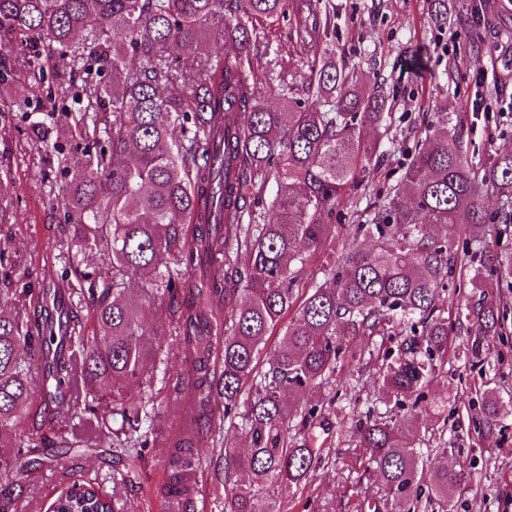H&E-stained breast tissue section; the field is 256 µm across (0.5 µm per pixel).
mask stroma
I'll return each mask as SVG.
<instances>
[{"label": "stroma", "instance_id": "1", "mask_svg": "<svg viewBox=\"0 0 512 512\" xmlns=\"http://www.w3.org/2000/svg\"><path fill=\"white\" fill-rule=\"evenodd\" d=\"M328 20L321 47L333 50L338 66L353 82L377 90L390 106L388 133L371 164L359 175L347 206L335 218V240L309 263L311 279H321L334 253L349 239L348 225L371 223L387 194L403 187L407 167L432 134L438 118L464 132L462 151L474 169L512 154V0H448V23L437 26L428 0H318ZM24 46L0 48V246L25 259L38 273L32 288H64L76 276L58 258L63 223L60 199L71 174L64 157L81 154L83 141L67 128L57 97L56 76L68 68L62 53L55 65L34 75ZM441 238L468 241L470 269H477L486 246L512 252V228L498 224L431 227ZM448 365L443 378L426 388L427 397L445 407L448 425L433 430V413L422 416L425 444L447 449V465L464 475L450 493L454 512H505L512 499V331L504 337L458 333L450 322ZM478 355H470L471 346ZM343 381L355 384L358 403L338 397L316 436L325 464L300 490L302 499H321L339 507L349 459L351 427L371 405L377 379L372 360L344 368ZM498 396L499 412L490 428L475 429L484 388ZM167 451L147 447L135 476L122 481L108 444L86 437L82 447L47 448L44 463L27 475L26 492L15 512H46L77 479L95 482L115 495L121 512H168L162 489L169 472ZM195 512H224V453L214 450L193 481Z\"/></svg>", "mask_w": 512, "mask_h": 512}]
</instances>
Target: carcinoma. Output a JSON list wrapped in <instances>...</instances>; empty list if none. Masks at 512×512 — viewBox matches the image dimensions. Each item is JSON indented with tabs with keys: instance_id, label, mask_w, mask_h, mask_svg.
Here are the masks:
<instances>
[{
	"instance_id": "1",
	"label": "carcinoma",
	"mask_w": 512,
	"mask_h": 512,
	"mask_svg": "<svg viewBox=\"0 0 512 512\" xmlns=\"http://www.w3.org/2000/svg\"><path fill=\"white\" fill-rule=\"evenodd\" d=\"M308 52L320 38L315 0H0V42L37 38L71 56L69 76L84 60L110 76L84 83L86 104L71 117L72 135L107 137L108 148L64 158L72 173L62 208L72 238L59 259L78 285L49 294L17 287L16 265L0 249V512H13L39 449L75 448L78 420L97 437L120 423L122 454L139 458L158 413L149 406L161 346L147 336H173L189 358L170 395L189 405L165 436L168 494L190 506L185 478L201 466L214 442L215 418L239 429L245 448L224 445V512H283L281 493L300 489L323 461L312 430L324 426L336 402L339 369L364 359L348 337H380L375 402L406 408L388 417L368 408L353 427L354 464L348 500L356 512H429L448 502L461 471L427 466L410 442L418 432L425 388L448 363V318L437 305L445 274L468 264V243L438 240L431 224H512V154L479 173L462 155L460 128L428 139L405 174L406 187L389 195L373 223L358 224L323 281L301 295L309 261L336 238L328 219L347 204L360 172L387 129L385 98L364 90L328 58L311 66L305 103L294 97L285 69L264 75L244 58L260 42V25L288 10ZM254 19L247 26L238 13ZM121 33L120 40L112 33ZM193 59L186 71L181 59ZM269 84L282 109L266 108ZM112 113V120L105 119ZM277 190L262 211L269 179ZM494 194L493 216L482 199ZM377 239L369 252L358 237ZM247 254V264L241 255ZM94 265V282L83 288ZM512 273V253L487 249L470 284L478 299L458 312L459 328L483 336L506 334L507 308L482 270ZM141 284L132 293L131 285ZM92 301L87 318L79 315ZM167 310L163 330L150 327ZM224 340L214 341L218 321ZM274 359H258L273 333ZM317 393L301 410L296 396ZM40 421L17 433L27 408ZM245 473L247 484H237ZM385 488L363 493L365 475ZM51 512H118L93 483L75 480Z\"/></svg>"
}]
</instances>
